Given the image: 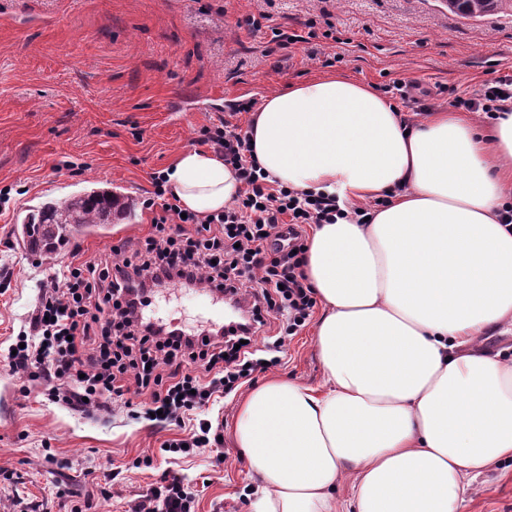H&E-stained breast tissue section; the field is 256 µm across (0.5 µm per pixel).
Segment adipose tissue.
<instances>
[{"mask_svg": "<svg viewBox=\"0 0 512 512\" xmlns=\"http://www.w3.org/2000/svg\"><path fill=\"white\" fill-rule=\"evenodd\" d=\"M248 135L280 185L373 204L368 223L317 224L308 240L322 385L273 378L238 408L253 512H460L512 459V356L481 344L512 333V112L487 131L451 110L411 125L331 74L269 94ZM167 180L201 216L240 188L194 149Z\"/></svg>", "mask_w": 512, "mask_h": 512, "instance_id": "1", "label": "adipose tissue"}]
</instances>
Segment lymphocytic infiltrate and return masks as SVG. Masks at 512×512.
I'll list each match as a JSON object with an SVG mask.
<instances>
[{
    "label": "lymphocytic infiltrate",
    "mask_w": 512,
    "mask_h": 512,
    "mask_svg": "<svg viewBox=\"0 0 512 512\" xmlns=\"http://www.w3.org/2000/svg\"><path fill=\"white\" fill-rule=\"evenodd\" d=\"M487 115L512 105V78L484 83L463 101ZM198 144L210 146L241 184L224 210L185 212L153 176L150 233L49 276L22 347L8 355L11 373L40 381L48 401L92 415L129 393L146 396L150 412L182 424L186 414L227 397L266 366L258 348L278 352L310 319L316 305L306 282V228L368 208L343 212L334 195L285 188L256 164L246 131L231 121L205 126ZM177 283L208 288L239 304V317L207 336L146 319L157 288ZM138 512H192L195 493L172 471Z\"/></svg>",
    "instance_id": "lymphocytic-infiltrate-1"
}]
</instances>
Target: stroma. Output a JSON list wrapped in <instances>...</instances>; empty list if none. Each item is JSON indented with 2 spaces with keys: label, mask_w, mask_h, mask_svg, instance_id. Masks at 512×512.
I'll return each instance as SVG.
<instances>
[{
  "label": "stroma",
  "mask_w": 512,
  "mask_h": 512,
  "mask_svg": "<svg viewBox=\"0 0 512 512\" xmlns=\"http://www.w3.org/2000/svg\"><path fill=\"white\" fill-rule=\"evenodd\" d=\"M264 13L267 28L237 20ZM316 39L272 48L271 28ZM334 25L335 39L324 38ZM336 56L335 70L399 104L411 121L450 107L486 80L512 75V12L459 17L446 0H6L0 5V360L35 307L41 278L144 236L151 211L75 233L47 257L18 235L49 200L94 188L147 198L151 176L196 146L201 127L219 123L230 104L263 101L289 84L325 74L310 50ZM73 162L75 170L64 169ZM200 298L163 288L157 317H183L195 330ZM307 323L254 374L309 386L323 382ZM240 396L197 412L184 427L154 429L138 418L140 397L86 416L49 402L43 387L0 364V512H132L152 497L166 468L197 490L195 512H251L257 481L233 430ZM224 424L226 461L210 449L169 460L161 445L186 439L200 420ZM149 455L152 468L136 467ZM461 512H512V461L472 484Z\"/></svg>",
  "instance_id": "1"
}]
</instances>
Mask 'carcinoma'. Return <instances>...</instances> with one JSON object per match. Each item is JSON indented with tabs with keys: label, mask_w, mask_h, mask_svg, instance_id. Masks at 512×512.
<instances>
[{
	"label": "carcinoma",
	"mask_w": 512,
	"mask_h": 512,
	"mask_svg": "<svg viewBox=\"0 0 512 512\" xmlns=\"http://www.w3.org/2000/svg\"><path fill=\"white\" fill-rule=\"evenodd\" d=\"M449 11L464 18L512 11V0H448ZM132 201L110 190L77 194L43 205L38 217L27 222L25 234L31 248L53 252L77 231L92 224H110L114 216L131 214Z\"/></svg>",
	"instance_id": "carcinoma-1"
}]
</instances>
